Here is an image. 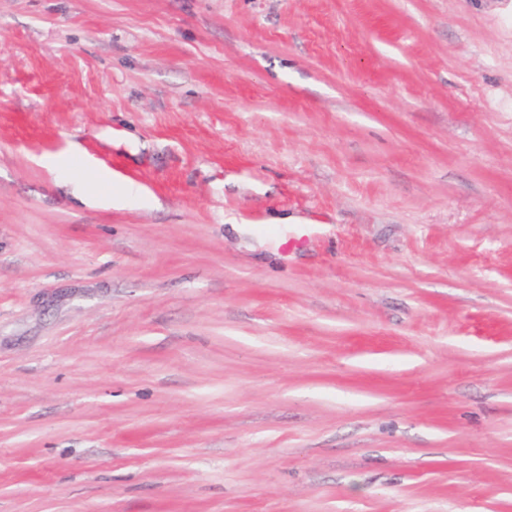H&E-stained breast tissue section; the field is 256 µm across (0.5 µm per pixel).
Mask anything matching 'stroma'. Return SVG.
Listing matches in <instances>:
<instances>
[{"label": "stroma", "mask_w": 512, "mask_h": 512, "mask_svg": "<svg viewBox=\"0 0 512 512\" xmlns=\"http://www.w3.org/2000/svg\"><path fill=\"white\" fill-rule=\"evenodd\" d=\"M0 512H512V0H0Z\"/></svg>", "instance_id": "35a3bbf8"}]
</instances>
